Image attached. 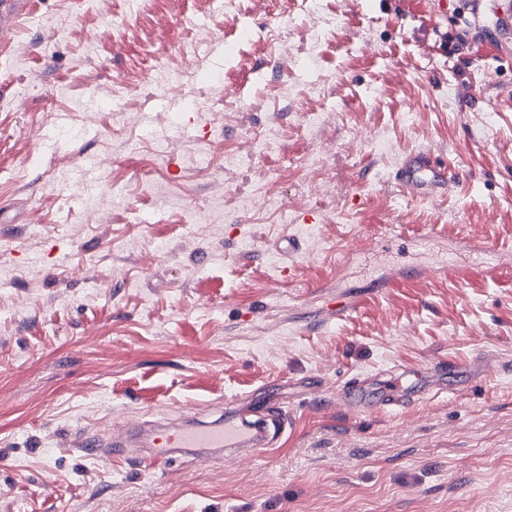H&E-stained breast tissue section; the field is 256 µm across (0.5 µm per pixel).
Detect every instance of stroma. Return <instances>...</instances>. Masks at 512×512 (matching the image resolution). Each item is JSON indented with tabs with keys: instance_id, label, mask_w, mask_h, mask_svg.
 Here are the masks:
<instances>
[{
	"instance_id": "stroma-1",
	"label": "stroma",
	"mask_w": 512,
	"mask_h": 512,
	"mask_svg": "<svg viewBox=\"0 0 512 512\" xmlns=\"http://www.w3.org/2000/svg\"><path fill=\"white\" fill-rule=\"evenodd\" d=\"M494 4L35 0L0 49V512H512ZM418 150L454 174L442 195L395 181ZM428 235L484 242L497 272L462 252L464 273L381 287L436 264ZM485 353L509 373L399 410L331 401L356 374ZM262 386L294 427L252 455L133 469L71 445Z\"/></svg>"
}]
</instances>
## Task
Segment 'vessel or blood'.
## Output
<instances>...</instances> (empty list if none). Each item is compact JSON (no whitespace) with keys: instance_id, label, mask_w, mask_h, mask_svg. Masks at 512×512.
Listing matches in <instances>:
<instances>
[{"instance_id":"1","label":"vessel or blood","mask_w":512,"mask_h":512,"mask_svg":"<svg viewBox=\"0 0 512 512\" xmlns=\"http://www.w3.org/2000/svg\"><path fill=\"white\" fill-rule=\"evenodd\" d=\"M26 8V0H0L1 37H8ZM399 181L423 198L448 188L444 170L432 164L424 151L405 160L399 170ZM489 364L486 358L465 366L436 362L421 371L398 368L383 375H358L337 389L336 402L356 412L376 405L396 409L417 399L456 391L453 377L481 376ZM248 398V407L225 410L212 420L136 426L111 439L90 437L80 440L79 445L96 454L108 453L135 468H150L186 454L212 459L224 453H254L271 448L288 424L281 403L261 388L250 392Z\"/></svg>"}]
</instances>
